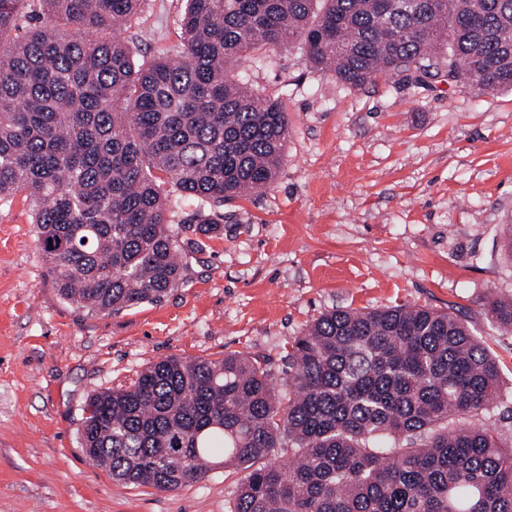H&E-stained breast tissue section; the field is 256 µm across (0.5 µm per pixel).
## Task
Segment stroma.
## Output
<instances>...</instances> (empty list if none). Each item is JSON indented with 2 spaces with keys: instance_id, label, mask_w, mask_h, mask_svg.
<instances>
[{
  "instance_id": "obj_1",
  "label": "stroma",
  "mask_w": 512,
  "mask_h": 512,
  "mask_svg": "<svg viewBox=\"0 0 512 512\" xmlns=\"http://www.w3.org/2000/svg\"><path fill=\"white\" fill-rule=\"evenodd\" d=\"M186 0H142L122 35L136 64L181 43ZM234 79L282 100L276 178L216 211L224 236L185 251L161 301L95 314L46 274L24 196L0 206V512H230L241 476L216 468L160 491L123 486L80 450L90 395L171 355L265 360L276 385L292 339L333 309L422 305L460 318L494 355L502 401L482 420L512 438V91L381 74L351 89L298 46L240 60ZM486 306L490 322L499 329L512 332V298L491 297Z\"/></svg>"
}]
</instances>
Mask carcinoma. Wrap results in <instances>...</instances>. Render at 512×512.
<instances>
[{
	"label": "carcinoma",
	"instance_id": "cac0c4a2",
	"mask_svg": "<svg viewBox=\"0 0 512 512\" xmlns=\"http://www.w3.org/2000/svg\"><path fill=\"white\" fill-rule=\"evenodd\" d=\"M140 2L0 0V201L32 202L54 286L93 313L182 280L183 243L201 242L167 224L171 193L220 207L275 178L288 111L229 76L237 59L297 44L349 88L442 64L512 90V0H186L181 49L146 66L114 34ZM183 230L224 238L203 211ZM487 315L512 332V298ZM285 362L286 392L239 353L152 363L85 401L81 451L165 491L235 467L231 512H512V446L492 425L449 428L493 410L500 383L456 316L335 309Z\"/></svg>",
	"mask_w": 512,
	"mask_h": 512
}]
</instances>
